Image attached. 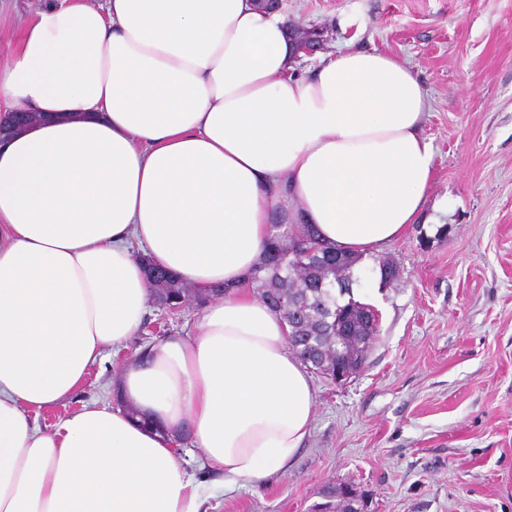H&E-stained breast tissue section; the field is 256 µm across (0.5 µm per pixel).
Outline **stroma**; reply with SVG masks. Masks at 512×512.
<instances>
[{
  "instance_id": "obj_1",
  "label": "stroma",
  "mask_w": 512,
  "mask_h": 512,
  "mask_svg": "<svg viewBox=\"0 0 512 512\" xmlns=\"http://www.w3.org/2000/svg\"><path fill=\"white\" fill-rule=\"evenodd\" d=\"M47 0H0V60ZM321 56L377 49L412 68L430 110L429 203L417 224L357 265L380 315L376 344L346 383L312 374L316 414L293 465L264 488L238 487L209 512H324V491L356 488L368 512H512V0H281ZM400 279L376 286L379 258ZM189 307L90 368L49 426L112 397L133 349L187 335Z\"/></svg>"
}]
</instances>
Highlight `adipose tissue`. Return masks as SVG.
Returning <instances> with one entry per match:
<instances>
[{
  "label": "adipose tissue",
  "instance_id": "ef3b65f1",
  "mask_svg": "<svg viewBox=\"0 0 512 512\" xmlns=\"http://www.w3.org/2000/svg\"><path fill=\"white\" fill-rule=\"evenodd\" d=\"M258 0H49L0 65V512H207L303 448L315 390L253 292L274 225L367 255L417 223L433 152L416 72L377 50L296 70ZM215 290L138 349L118 403L41 427L153 301L143 259ZM40 120H42L41 116L33 112L12 114L6 117L3 122L0 120V140L7 135H11L20 131L27 125L33 124Z\"/></svg>",
  "mask_w": 512,
  "mask_h": 512
}]
</instances>
